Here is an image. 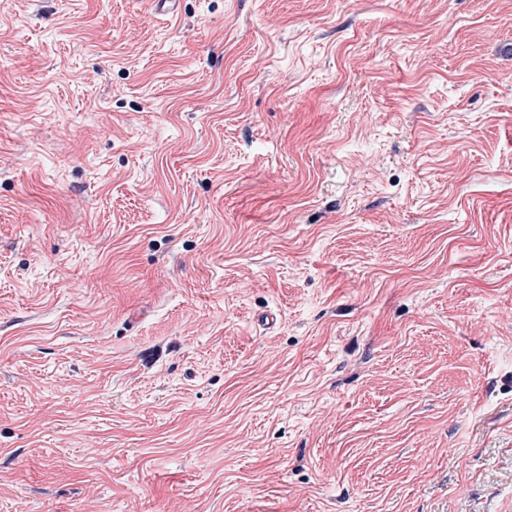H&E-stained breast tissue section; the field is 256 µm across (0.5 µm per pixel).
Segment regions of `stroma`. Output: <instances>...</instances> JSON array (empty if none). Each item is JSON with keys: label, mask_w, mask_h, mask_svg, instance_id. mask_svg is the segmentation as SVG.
<instances>
[{"label": "stroma", "mask_w": 512, "mask_h": 512, "mask_svg": "<svg viewBox=\"0 0 512 512\" xmlns=\"http://www.w3.org/2000/svg\"><path fill=\"white\" fill-rule=\"evenodd\" d=\"M0 512H512V0H0Z\"/></svg>", "instance_id": "35a3bbf8"}]
</instances>
